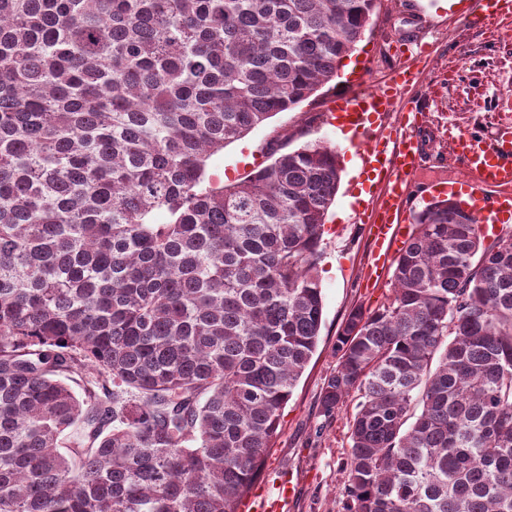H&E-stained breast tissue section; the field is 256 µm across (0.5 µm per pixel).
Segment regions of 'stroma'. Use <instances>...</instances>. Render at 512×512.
<instances>
[{"label":"stroma","mask_w":512,"mask_h":512,"mask_svg":"<svg viewBox=\"0 0 512 512\" xmlns=\"http://www.w3.org/2000/svg\"><path fill=\"white\" fill-rule=\"evenodd\" d=\"M471 2L462 0L460 7L450 9L444 0H379L370 27L351 54L355 71L338 72L295 109L278 113L207 162V183L219 187L269 165L273 143L293 150L324 140L341 156V181L321 242L318 347L283 410L279 434L251 490L252 497L273 500L281 480L291 477L297 493L288 512H344V461L355 402L347 400L327 420L318 396L336 365V333L346 314L360 304L378 307L391 294V269H384L377 281L369 279L371 246L365 226L374 208L359 199L369 184L364 168L352 167L353 148L342 143L331 125L330 108L339 97L376 88L400 60L408 61L415 80L399 89L388 124L419 143L408 209H423L434 180L465 175L449 149V136L476 131L489 143L512 139V21L472 29L466 18Z\"/></svg>","instance_id":"1"}]
</instances>
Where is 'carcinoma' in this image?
<instances>
[{
	"label": "carcinoma",
	"mask_w": 512,
	"mask_h": 512,
	"mask_svg": "<svg viewBox=\"0 0 512 512\" xmlns=\"http://www.w3.org/2000/svg\"><path fill=\"white\" fill-rule=\"evenodd\" d=\"M376 6L0 0V512H239L318 345L340 167L314 140L212 188L207 160ZM392 285L319 393L358 397L346 512H512V229L430 202Z\"/></svg>",
	"instance_id": "cac0c4a2"
}]
</instances>
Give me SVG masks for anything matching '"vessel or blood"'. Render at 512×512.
<instances>
[{"label":"vessel or blood","mask_w":512,"mask_h":512,"mask_svg":"<svg viewBox=\"0 0 512 512\" xmlns=\"http://www.w3.org/2000/svg\"><path fill=\"white\" fill-rule=\"evenodd\" d=\"M504 13L512 15V0H477L468 22L478 29ZM410 78V68L404 64L394 69L383 85L363 94L340 98L335 103L336 111L353 116L356 125H368L376 130L363 156L369 179L381 185L375 202L379 220L365 227L374 245L373 265L377 268L385 266L398 246L410 236L404 213L409 179L419 166V146L409 137L392 141L385 120L395 92ZM454 149L467 176L438 186V193L467 197L469 210L479 223L503 222L505 216L512 214V141L505 139L489 144L467 133L455 141Z\"/></svg>","instance_id":"vessel-or-blood-1"}]
</instances>
